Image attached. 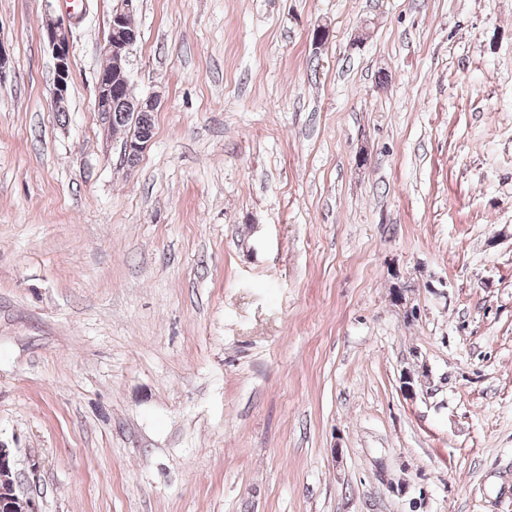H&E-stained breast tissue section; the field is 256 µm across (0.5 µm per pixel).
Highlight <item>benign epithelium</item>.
I'll use <instances>...</instances> for the list:
<instances>
[{
  "label": "benign epithelium",
  "instance_id": "obj_1",
  "mask_svg": "<svg viewBox=\"0 0 512 512\" xmlns=\"http://www.w3.org/2000/svg\"><path fill=\"white\" fill-rule=\"evenodd\" d=\"M138 0H116L109 23V33L101 51L109 60V69L99 74L96 93V110L106 123L112 118V93L117 88L128 87V58L136 44L139 32L126 27L127 17L136 10ZM45 37L55 59L54 103L56 111H66L70 83V42L68 30L57 19H49L45 26ZM127 111L137 115L145 111H156L159 105L155 97L136 98L125 93L121 98ZM0 512H41L39 501L19 490L14 452L0 447Z\"/></svg>",
  "mask_w": 512,
  "mask_h": 512
}]
</instances>
